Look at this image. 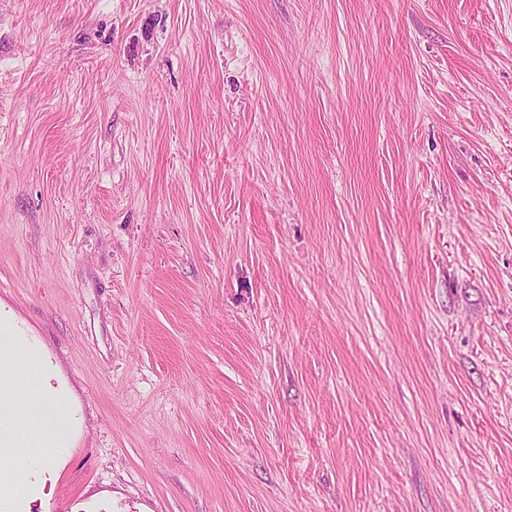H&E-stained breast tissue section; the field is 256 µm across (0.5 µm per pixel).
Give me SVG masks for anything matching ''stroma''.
<instances>
[{
	"label": "stroma",
	"mask_w": 512,
	"mask_h": 512,
	"mask_svg": "<svg viewBox=\"0 0 512 512\" xmlns=\"http://www.w3.org/2000/svg\"><path fill=\"white\" fill-rule=\"evenodd\" d=\"M0 331V512H512V0H0ZM11 345L15 358L1 365L0 360V460L14 459L20 463L31 460L35 453L23 448H63L67 419L54 399L41 398L35 419L22 426L16 417L20 406L33 393L40 394L43 372L39 365L26 359L27 349L13 336H0Z\"/></svg>",
	"instance_id": "obj_1"
}]
</instances>
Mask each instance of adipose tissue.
I'll list each match as a JSON object with an SVG mask.
<instances>
[{
  "label": "adipose tissue",
  "mask_w": 512,
  "mask_h": 512,
  "mask_svg": "<svg viewBox=\"0 0 512 512\" xmlns=\"http://www.w3.org/2000/svg\"><path fill=\"white\" fill-rule=\"evenodd\" d=\"M13 361L0 365V460H31L35 448H60L65 444L67 419L56 400L42 397L34 420L21 425L16 417L20 406L40 394L43 372L27 358V350L19 342L11 344Z\"/></svg>",
  "instance_id": "adipose-tissue-1"
}]
</instances>
